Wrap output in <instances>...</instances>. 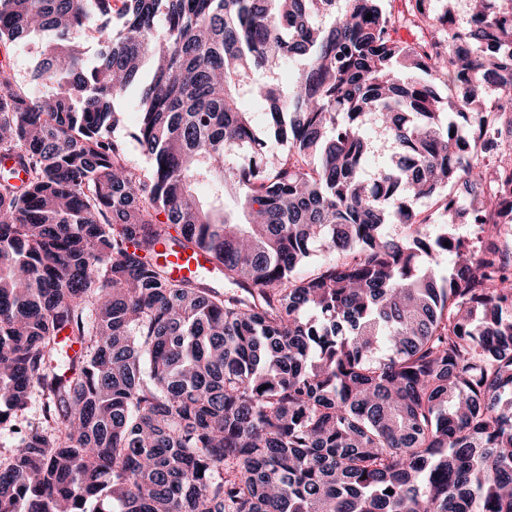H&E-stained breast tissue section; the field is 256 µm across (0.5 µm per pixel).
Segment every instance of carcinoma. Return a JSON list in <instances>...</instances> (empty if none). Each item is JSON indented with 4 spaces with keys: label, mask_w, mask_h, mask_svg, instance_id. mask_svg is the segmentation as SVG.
I'll use <instances>...</instances> for the list:
<instances>
[{
    "label": "carcinoma",
    "mask_w": 512,
    "mask_h": 512,
    "mask_svg": "<svg viewBox=\"0 0 512 512\" xmlns=\"http://www.w3.org/2000/svg\"><path fill=\"white\" fill-rule=\"evenodd\" d=\"M344 2L0 0V46L54 33L56 84L0 66L27 174L0 177V430L41 398L0 512H512V0L462 29ZM146 65L141 175L113 133ZM368 112L397 146L372 180ZM423 198L485 239L429 233ZM169 238L229 288L171 277ZM302 62L298 59L279 61L274 65V73L282 91H291L300 73Z\"/></svg>",
    "instance_id": "carcinoma-1"
}]
</instances>
